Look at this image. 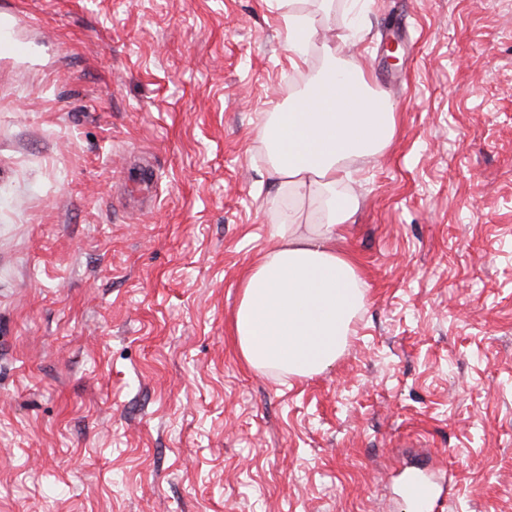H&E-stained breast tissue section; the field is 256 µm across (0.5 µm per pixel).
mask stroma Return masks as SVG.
Here are the masks:
<instances>
[{
    "label": "stroma",
    "instance_id": "35a3bbf8",
    "mask_svg": "<svg viewBox=\"0 0 512 512\" xmlns=\"http://www.w3.org/2000/svg\"><path fill=\"white\" fill-rule=\"evenodd\" d=\"M284 11L0 0V512H414L406 471L512 512V0H335L396 133L353 165L364 305L310 378L232 334L261 117L322 66Z\"/></svg>",
    "mask_w": 512,
    "mask_h": 512
}]
</instances>
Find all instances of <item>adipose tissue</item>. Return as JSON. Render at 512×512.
<instances>
[{"mask_svg":"<svg viewBox=\"0 0 512 512\" xmlns=\"http://www.w3.org/2000/svg\"><path fill=\"white\" fill-rule=\"evenodd\" d=\"M284 17L293 64L307 60L316 20L289 0ZM345 36L320 45L324 69L284 111L264 113L259 137L274 178L275 246L238 283L234 334L259 373L307 378L332 367L364 304L356 258L336 242L358 201L351 164L390 145L395 114L364 73L342 60Z\"/></svg>","mask_w":512,"mask_h":512,"instance_id":"ef3b65f1","label":"adipose tissue"}]
</instances>
